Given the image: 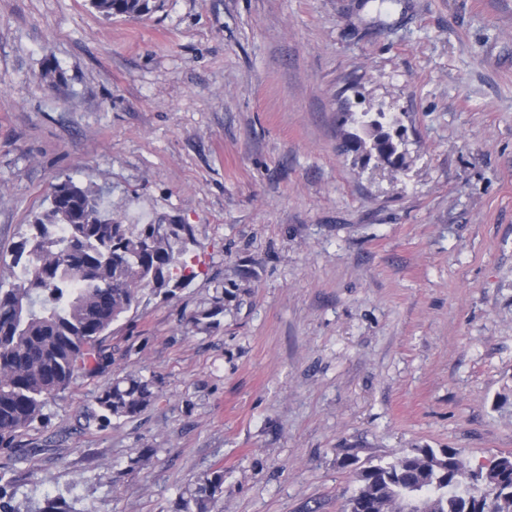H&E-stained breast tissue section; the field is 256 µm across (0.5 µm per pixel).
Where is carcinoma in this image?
Instances as JSON below:
<instances>
[{"mask_svg": "<svg viewBox=\"0 0 512 512\" xmlns=\"http://www.w3.org/2000/svg\"><path fill=\"white\" fill-rule=\"evenodd\" d=\"M107 18L139 17L149 0H91ZM370 141L349 135L344 151L368 150L392 166L401 136L378 120L365 123ZM51 207L34 217L12 254L22 278L0 280V447L44 417L48 399L79 373L109 361L103 342L112 324L164 283L193 277L184 259L190 224H123L100 210L96 192L67 179L52 187ZM158 397L142 377L116 378L84 412L86 423L133 418ZM344 512H397L398 503L423 491L424 512H512V453L488 467L466 471L453 448H414L394 461L361 469ZM224 472L201 478L182 499L184 512H212Z\"/></svg>", "mask_w": 512, "mask_h": 512, "instance_id": "carcinoma-1", "label": "carcinoma"}]
</instances>
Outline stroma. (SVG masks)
Returning a JSON list of instances; mask_svg holds the SVG:
<instances>
[{"label":"stroma","mask_w":512,"mask_h":512,"mask_svg":"<svg viewBox=\"0 0 512 512\" xmlns=\"http://www.w3.org/2000/svg\"><path fill=\"white\" fill-rule=\"evenodd\" d=\"M149 6L0 0V280L67 178L192 225L197 271L0 450L17 512H182L216 470V512H343L411 449L512 453V0ZM346 112L398 120L400 170L343 152ZM128 374L158 399L86 425ZM92 7L107 18L139 17L150 11L149 0H91Z\"/></svg>","instance_id":"obj_1"}]
</instances>
